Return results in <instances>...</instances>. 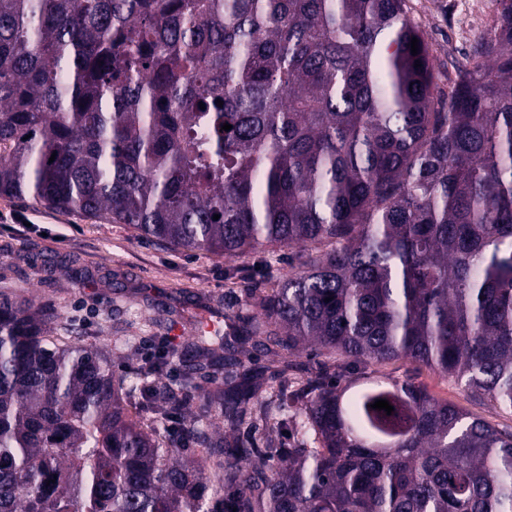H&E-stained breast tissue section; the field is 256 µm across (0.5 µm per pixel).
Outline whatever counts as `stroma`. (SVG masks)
<instances>
[{
  "label": "stroma",
  "instance_id": "stroma-1",
  "mask_svg": "<svg viewBox=\"0 0 512 512\" xmlns=\"http://www.w3.org/2000/svg\"><path fill=\"white\" fill-rule=\"evenodd\" d=\"M411 21L423 33L442 89L455 63L489 38L498 0H406ZM29 223L20 229L19 220ZM297 251H262L228 261L140 238L133 227L105 217L45 208L0 197V291L24 295L54 311L57 322L76 327L99 348L116 376L130 379L142 363L143 345L165 337L184 348L192 331L220 329L226 312L260 318L259 295L299 267ZM337 372L357 382L409 380L433 398L455 404L498 429H512V410L473 397L464 385L405 360L337 361Z\"/></svg>",
  "mask_w": 512,
  "mask_h": 512
}]
</instances>
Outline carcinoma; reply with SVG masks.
Instances as JSON below:
<instances>
[{
    "mask_svg": "<svg viewBox=\"0 0 512 512\" xmlns=\"http://www.w3.org/2000/svg\"><path fill=\"white\" fill-rule=\"evenodd\" d=\"M499 3L445 92L405 0H0V196L191 252L305 256L262 319L197 332L187 359L162 346L126 385L49 336L53 311L0 293V512H512V430L410 381L246 366L255 350L404 359L512 409ZM179 362L177 392L163 375ZM268 377L263 412L286 427L298 406L312 440L240 436ZM200 379L221 384L191 409Z\"/></svg>",
    "mask_w": 512,
    "mask_h": 512,
    "instance_id": "cac0c4a2",
    "label": "carcinoma"
}]
</instances>
